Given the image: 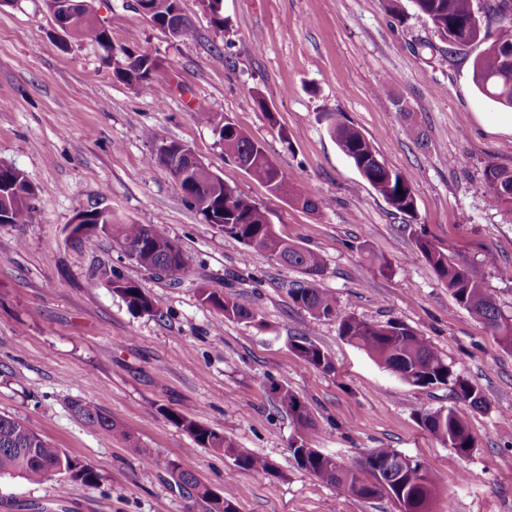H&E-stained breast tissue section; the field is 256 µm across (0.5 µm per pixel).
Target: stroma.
Returning <instances> with one entry per match:
<instances>
[{
	"label": "stroma",
	"instance_id": "obj_1",
	"mask_svg": "<svg viewBox=\"0 0 512 512\" xmlns=\"http://www.w3.org/2000/svg\"><path fill=\"white\" fill-rule=\"evenodd\" d=\"M115 44L157 59V92L117 79L100 48L62 36L44 0L0 7V162L35 188L27 224H0V413L91 466L97 484L0 478V512H194L147 456L176 460L236 512H397L326 484L295 461L297 434L271 385L303 398L308 447L352 465L374 448L420 461L438 487L432 512H512V352L460 307L415 251L422 233L453 245L459 263L485 254L512 266V212L490 207L484 170L512 171V110L482 95L475 43L446 49L411 0H221L216 29L202 0H181L190 34L169 39L136 0H94ZM404 17H397V10ZM263 94L261 112L254 97ZM230 118L260 141L312 213L272 194L226 158L199 110ZM341 115L381 159L409 176L417 219L401 215L362 179L322 116ZM192 149L225 184L265 209L276 232L319 252L320 287L341 314L402 322L482 391L483 408L447 387L411 386L315 320L289 288L302 273L242 247L206 223L164 169L158 142ZM95 208L134 224L163 225L189 258L177 279L128 260L111 237H70ZM388 264L378 271L373 258ZM117 270L155 302L148 315L107 283ZM206 287L258 309L261 323L230 321L202 304ZM309 336L333 360L326 373L291 349ZM91 401L146 448L130 452L87 430L69 403ZM448 406L474 446L459 456L419 415ZM215 428L267 460L263 477L196 445L171 414Z\"/></svg>",
	"mask_w": 512,
	"mask_h": 512
}]
</instances>
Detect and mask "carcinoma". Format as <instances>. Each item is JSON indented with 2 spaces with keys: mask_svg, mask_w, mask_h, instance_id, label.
Instances as JSON below:
<instances>
[{
  "mask_svg": "<svg viewBox=\"0 0 512 512\" xmlns=\"http://www.w3.org/2000/svg\"><path fill=\"white\" fill-rule=\"evenodd\" d=\"M154 5L156 27L164 29L167 17L180 6V0H150ZM415 9L432 23L435 34L448 43V55L474 42L486 45L473 64L474 80L479 90L496 103L512 108V0H485L483 14L475 10L473 0H412ZM495 23L494 32L484 34L479 29ZM74 38L95 44L104 50L102 60L112 64V41L108 30L94 13L86 16L73 28ZM138 67L129 71L116 69L124 82L150 88L156 81L158 62L150 61L147 54L139 55ZM200 121L220 129L218 142L224 156L233 159L255 180L269 191L282 194L302 209L315 212L317 203L307 197L293 194L285 179L278 178L263 146L244 133L235 123L205 110L198 113ZM327 130L340 150L349 158L374 191L397 213L412 221L416 215V200L411 179L375 161L376 150L369 140L354 126L340 120L336 113L326 115ZM488 185V204L512 211V171L489 165L485 169ZM184 200L207 223L217 225L224 235L235 242L261 251L272 259L299 269L306 279L288 290L292 301L314 319H336L339 334L356 348L364 351L378 365L389 370L402 381L421 388L447 386L458 400L474 408L484 407L480 390L467 378L455 373L452 367L412 328L402 322L388 321L374 324L353 315L339 313L336 298L326 289L317 286L318 278L325 273L323 257L278 235L270 224L265 210L251 203L250 198L237 193L233 187L213 182L204 176L193 179L188 187H181ZM237 195L233 205H225V198ZM35 192L27 177L18 169L0 172V224H26L32 211ZM80 223L76 231L84 236L109 231L117 245L142 244L136 264L154 268L174 278L187 271L188 257L172 240L161 224L146 225L119 222L112 215L102 216L94 211L76 215ZM415 249L434 270L437 277L448 286L457 304L467 310L488 329L500 346L512 352V310L501 307L486 287L482 272L456 262L453 246L442 248L435 242L415 236ZM112 292L121 296L127 305L143 313L156 310L155 302L140 286L118 274L108 279ZM203 303L221 313L226 320L256 322L260 312L246 308L229 295L208 288L199 289ZM296 355L315 369L330 372L334 369L330 356L311 338L299 336L291 342ZM273 391L279 405L286 410L301 431L312 425L306 403L285 386H275ZM73 415L88 429L103 431L127 443L129 450L140 453L141 448L123 424L97 405L82 399L70 402ZM170 419L192 435L201 447L211 448L234 458L236 465L256 475L269 473L268 462L247 448H238L226 440L216 429L197 425L171 413ZM423 427L437 439L448 443L462 456L467 457L473 448L472 437L463 416L453 407L420 413ZM298 447L291 448L293 455H301L310 473L321 481L345 486L355 496L363 499L389 497L398 504L399 512H430L429 506L436 493V483L424 466L412 464L390 469L389 463L400 453L391 448H374L370 460L360 469L335 468L336 458L304 444L303 436L294 440ZM152 465L172 475L173 487L178 493L192 500L202 512H215L207 498L208 485L198 476L170 459L152 458ZM22 477L39 484L59 478L61 488L66 483L80 481L94 484L97 473L78 458L54 446L47 439L28 428L10 415L0 414V478Z\"/></svg>",
  "mask_w": 512,
  "mask_h": 512,
  "instance_id": "carcinoma-1",
  "label": "carcinoma"
}]
</instances>
